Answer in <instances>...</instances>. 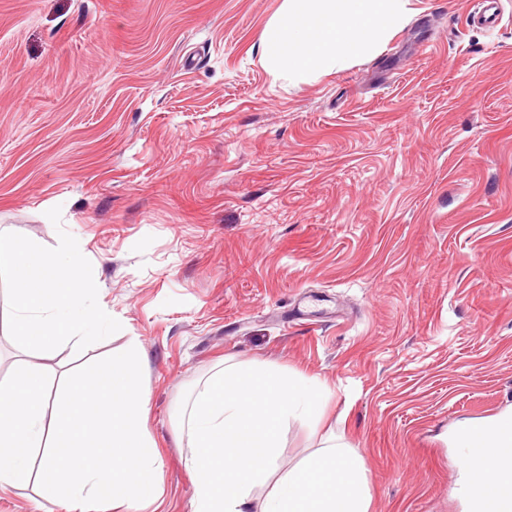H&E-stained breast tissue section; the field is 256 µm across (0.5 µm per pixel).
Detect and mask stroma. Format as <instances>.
I'll return each mask as SVG.
<instances>
[{
	"label": "stroma",
	"instance_id": "1",
	"mask_svg": "<svg viewBox=\"0 0 512 512\" xmlns=\"http://www.w3.org/2000/svg\"><path fill=\"white\" fill-rule=\"evenodd\" d=\"M282 2L0 0V231L74 236L122 325L44 359L0 285V381L137 340L142 512H192L180 403L222 361L274 366L328 394L285 466L332 431L368 512H467L462 432L512 414V0L492 30L477 0H409L374 55L291 80L261 43ZM0 512L65 510L31 482Z\"/></svg>",
	"mask_w": 512,
	"mask_h": 512
}]
</instances>
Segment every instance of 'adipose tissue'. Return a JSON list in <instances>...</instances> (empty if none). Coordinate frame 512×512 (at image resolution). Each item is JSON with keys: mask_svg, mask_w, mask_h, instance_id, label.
<instances>
[{"mask_svg": "<svg viewBox=\"0 0 512 512\" xmlns=\"http://www.w3.org/2000/svg\"><path fill=\"white\" fill-rule=\"evenodd\" d=\"M408 0H283L262 34L274 72H323L374 53L405 23ZM317 382L265 365L231 364L209 377L181 405L194 474L193 512H367L364 468L335 433L289 469L280 464V435L293 419L317 418L325 404ZM476 484L469 512H500L512 499V438L494 430L464 436ZM268 487L262 504L256 489Z\"/></svg>", "mask_w": 512, "mask_h": 512, "instance_id": "ef3b65f1", "label": "adipose tissue"}]
</instances>
